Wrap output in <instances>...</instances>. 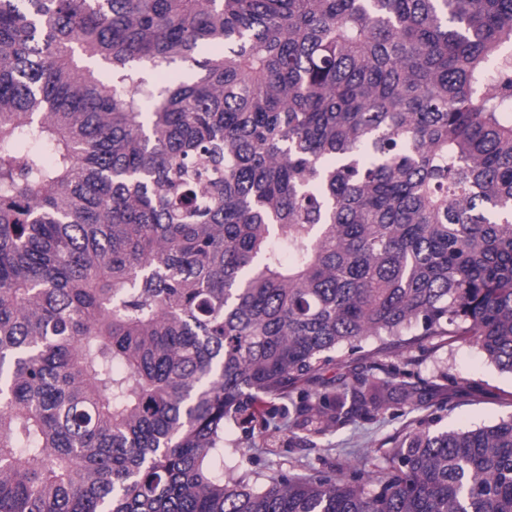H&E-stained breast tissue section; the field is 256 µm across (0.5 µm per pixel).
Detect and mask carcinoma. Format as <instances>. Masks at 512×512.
<instances>
[{"label": "carcinoma", "mask_w": 512, "mask_h": 512, "mask_svg": "<svg viewBox=\"0 0 512 512\" xmlns=\"http://www.w3.org/2000/svg\"><path fill=\"white\" fill-rule=\"evenodd\" d=\"M418 331L512 373V0H0V512H512V416L240 468L432 407L292 400Z\"/></svg>", "instance_id": "cac0c4a2"}]
</instances>
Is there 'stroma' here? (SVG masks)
<instances>
[{"instance_id": "obj_1", "label": "stroma", "mask_w": 512, "mask_h": 512, "mask_svg": "<svg viewBox=\"0 0 512 512\" xmlns=\"http://www.w3.org/2000/svg\"><path fill=\"white\" fill-rule=\"evenodd\" d=\"M376 341L364 342L361 353L329 366L305 385L310 395L327 390L329 383L343 379L353 369L377 362ZM401 369L438 385V403L425 412L396 405L370 420L359 419L339 427L316 444L282 447L279 455H266L262 437H254L248 468L282 467L290 475L309 477L321 470L348 473L363 468L367 452L419 417L432 419L439 430L492 425L512 416V374L500 371L479 350L465 342L423 337L419 343L389 357Z\"/></svg>"}]
</instances>
